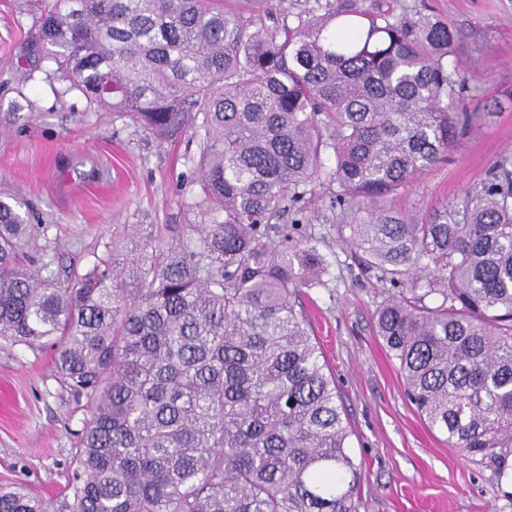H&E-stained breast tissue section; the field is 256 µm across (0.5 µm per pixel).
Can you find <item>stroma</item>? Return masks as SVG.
I'll return each instance as SVG.
<instances>
[{
    "label": "stroma",
    "instance_id": "stroma-1",
    "mask_svg": "<svg viewBox=\"0 0 512 512\" xmlns=\"http://www.w3.org/2000/svg\"><path fill=\"white\" fill-rule=\"evenodd\" d=\"M366 5L406 18L434 15L457 31L451 60L466 87L448 105L476 119L447 161L393 195L395 207L422 212L478 185L498 158L512 155V0ZM34 31L32 0H0V195L29 207L25 255L64 279L84 272L112 242L185 238L198 191L188 159L194 142L159 139L128 116L89 108L79 93L58 96L48 82L28 80L42 65ZM331 195L319 185L301 203L303 230L327 271L297 303L349 418L364 512H512V487L496 485L489 471L449 447L410 402L375 327V311L394 289L342 241ZM89 415L57 369L51 344L0 340V482L21 485L59 512L71 495Z\"/></svg>",
    "mask_w": 512,
    "mask_h": 512
}]
</instances>
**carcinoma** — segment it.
<instances>
[{
    "mask_svg": "<svg viewBox=\"0 0 512 512\" xmlns=\"http://www.w3.org/2000/svg\"><path fill=\"white\" fill-rule=\"evenodd\" d=\"M49 0L36 43L91 105L199 146L192 235L112 243L62 283L27 266L0 199V337L50 341L90 416L64 512H360L336 379L292 298L326 273L273 235L315 184L338 232L399 289L378 335L430 428L512 484V156L423 215L390 196L451 150L464 87L448 22L314 0ZM431 297L437 305L430 307ZM0 512H49L0 485Z\"/></svg>",
    "mask_w": 512,
    "mask_h": 512,
    "instance_id": "obj_1",
    "label": "carcinoma"
}]
</instances>
